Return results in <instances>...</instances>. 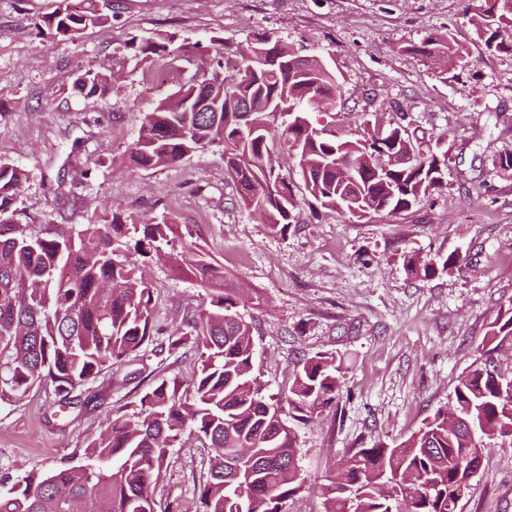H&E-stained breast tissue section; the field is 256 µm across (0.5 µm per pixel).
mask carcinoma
I'll return each mask as SVG.
<instances>
[{
    "label": "carcinoma",
    "instance_id": "cac0c4a2",
    "mask_svg": "<svg viewBox=\"0 0 512 512\" xmlns=\"http://www.w3.org/2000/svg\"><path fill=\"white\" fill-rule=\"evenodd\" d=\"M41 21L55 38L74 41L108 16L98 0H60ZM475 30L489 52L512 54V0H484ZM277 39L251 42L224 74L223 53L207 58L175 95L191 108L162 106L144 115L129 163L150 168L178 162L213 143L224 145V169L237 204L262 211L270 228L288 233L294 190L280 173L278 154H291L304 190L323 207L349 214L406 211L448 180V158L409 135L398 105L376 116L368 135L339 139L321 121L341 100L336 73L321 58L285 54ZM412 51L439 68L465 64V50L451 34L431 36ZM125 52L137 61L166 55V44L130 37ZM112 71L79 70L73 90L105 94ZM392 152L408 161L388 165ZM26 171L0 160V405L15 403L51 384L60 402L78 405L74 390L110 363L152 341V289L131 262L162 246L177 270L205 291L188 331L168 337V351L192 344L197 355L193 390L177 383L152 387L132 410L115 411L106 429L87 443L85 469L27 472L0 479V512H157L154 488L171 449L187 432L215 448L209 476L199 484L195 512H282L301 489L296 432L283 419L308 424L335 401L338 366L317 354L293 372L285 405L272 402L253 377V317L240 306L239 289L224 266L193 240L190 230L162 220L138 224L112 212L101 224L58 233L21 223L18 199ZM456 264L415 254L406 271L431 277ZM512 335V305L500 310L488 341ZM450 414L433 418L394 448L375 445L343 458L341 482H330L326 512H458L483 457L512 448V376L486 357L460 377Z\"/></svg>",
    "mask_w": 512,
    "mask_h": 512
}]
</instances>
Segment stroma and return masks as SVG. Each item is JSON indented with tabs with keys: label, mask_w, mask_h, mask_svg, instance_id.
I'll list each match as a JSON object with an SVG mask.
<instances>
[{
	"label": "stroma",
	"mask_w": 512,
	"mask_h": 512,
	"mask_svg": "<svg viewBox=\"0 0 512 512\" xmlns=\"http://www.w3.org/2000/svg\"><path fill=\"white\" fill-rule=\"evenodd\" d=\"M58 0H0V159L24 168L22 221L99 224L103 203L137 223L189 226L198 244L247 289L255 320V374L284 398L296 364L335 357L341 393L312 424L296 428L305 479L284 512H325L321 489L344 455L395 447L447 409L458 379L481 356L500 307L512 304V54L490 53L471 19L481 0H112L106 26L74 41L40 33ZM452 34L468 56L443 74L409 52ZM270 34L323 57L342 83L336 130L352 138L392 103L417 137L448 155V183L401 213L358 218L306 196L295 161L282 174L298 207L287 235L234 202L224 149L182 161L129 166L125 156L145 113L196 71V47L234 52ZM134 35L166 39L181 58H123ZM112 64L105 95L72 90L80 69ZM455 256L430 279L407 274L404 255ZM153 291L156 343L77 389L87 409L63 415L52 387L0 405V478L80 464L109 415L161 382L190 388L197 355L160 341L200 309L204 291L166 262L142 268ZM212 448L183 438L155 489L162 512H195ZM459 512H512V450H493Z\"/></svg>",
	"instance_id": "obj_1"
}]
</instances>
